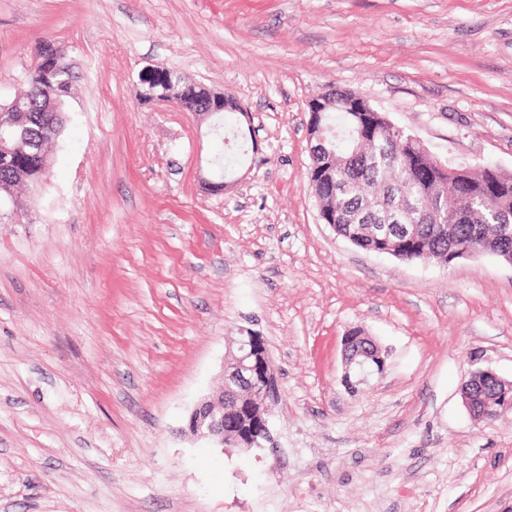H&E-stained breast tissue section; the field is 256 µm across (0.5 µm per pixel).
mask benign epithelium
<instances>
[{
    "mask_svg": "<svg viewBox=\"0 0 512 512\" xmlns=\"http://www.w3.org/2000/svg\"><path fill=\"white\" fill-rule=\"evenodd\" d=\"M171 84L173 92L165 97H155L151 103L177 105L185 98V87L189 86L191 81L180 73H174ZM330 100V94L323 92L309 102V123L316 128L314 134L309 136L310 154L313 157L320 153L326 141L322 115L329 109ZM223 110L246 114V109L227 99L218 103H199L191 108V112L198 116H211ZM2 127L9 128L12 134L19 136L25 148L38 155L43 153L41 141L30 140L24 136L25 123L3 117L0 119V128ZM342 359L347 379L353 372L362 376L374 371L380 373L385 366V359L379 346L360 329L352 330L345 336ZM262 373L269 379L274 377V368L267 348L262 337L251 331H244L235 340V350L230 353L224 367L223 389L195 406L187 416L181 433L220 445H240L244 443L243 427L261 423L266 429V434L255 447H265V444L272 441L269 419L277 401V394L272 383L259 382ZM486 382L495 384L496 399L503 402V409L512 408V382L503 380L489 370H477L466 381L462 389V399L469 414L481 422L488 420V416L479 410V405L487 402L482 392V386Z\"/></svg>",
    "mask_w": 512,
    "mask_h": 512,
    "instance_id": "obj_1",
    "label": "benign epithelium"
}]
</instances>
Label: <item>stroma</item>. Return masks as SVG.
I'll return each instance as SVG.
<instances>
[{
  "instance_id": "35a3bbf8",
  "label": "stroma",
  "mask_w": 512,
  "mask_h": 512,
  "mask_svg": "<svg viewBox=\"0 0 512 512\" xmlns=\"http://www.w3.org/2000/svg\"><path fill=\"white\" fill-rule=\"evenodd\" d=\"M65 44L76 80L27 218L0 221V512H512V266L364 251L318 218L308 102L353 92L451 166L512 171V0H0V94ZM155 64L246 108L210 191V119L138 101ZM364 330L383 373L345 379ZM274 447L185 436L241 331ZM494 383L496 386V400L503 402V408L499 412L512 408V382H507L498 375L489 370H477L471 374L469 379L462 388V399L469 414L478 421H489L488 415L480 412L478 404L487 402V398L483 394L482 386L484 383ZM473 385V386H472ZM488 403V402H487ZM498 416V417H499Z\"/></svg>"
}]
</instances>
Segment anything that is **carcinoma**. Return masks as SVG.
I'll list each match as a JSON object with an SVG mask.
<instances>
[{
    "label": "carcinoma",
    "mask_w": 512,
    "mask_h": 512,
    "mask_svg": "<svg viewBox=\"0 0 512 512\" xmlns=\"http://www.w3.org/2000/svg\"><path fill=\"white\" fill-rule=\"evenodd\" d=\"M35 66L26 70L16 92L0 102V114L36 112L34 132H46L39 109L55 103L59 112L56 127L64 131L67 99L75 76L68 72V51L52 40L35 41ZM143 89L160 92L168 87V72L144 78ZM364 113L354 111L351 93L337 90L330 111L324 114L326 147L318 160V190L327 200V218L336 235L357 248L376 254L399 256L416 263L433 259L443 266L460 258V253H487L507 263L512 260V172L460 166V173L431 187L413 179L411 163L430 158L424 146L410 134L386 121L387 114L368 127ZM50 160L14 149L0 153V184L39 186L48 174ZM405 209L391 222L387 215L399 197ZM408 225L413 234L389 237L361 234L365 224Z\"/></svg>",
    "instance_id": "1"
}]
</instances>
